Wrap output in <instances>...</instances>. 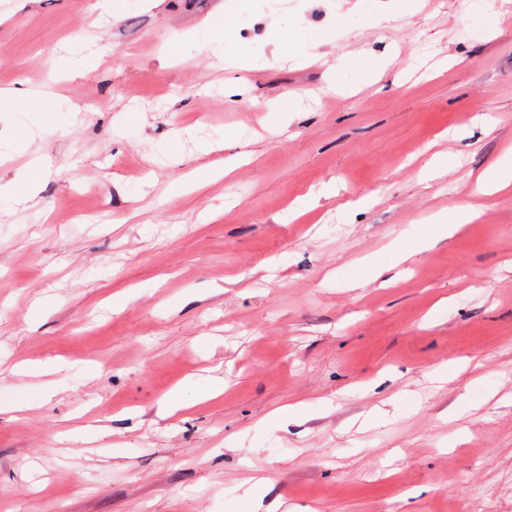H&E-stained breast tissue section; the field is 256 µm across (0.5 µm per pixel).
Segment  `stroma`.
Listing matches in <instances>:
<instances>
[{
	"mask_svg": "<svg viewBox=\"0 0 512 512\" xmlns=\"http://www.w3.org/2000/svg\"><path fill=\"white\" fill-rule=\"evenodd\" d=\"M98 2L0 0V512H512V9Z\"/></svg>",
	"mask_w": 512,
	"mask_h": 512,
	"instance_id": "35a3bbf8",
	"label": "stroma"
}]
</instances>
